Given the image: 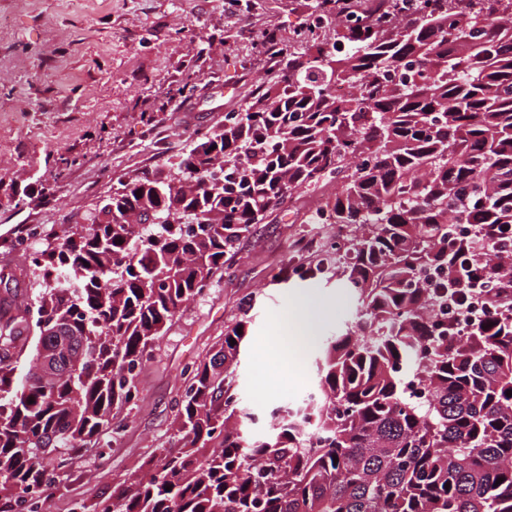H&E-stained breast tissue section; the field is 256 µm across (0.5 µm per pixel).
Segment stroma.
<instances>
[{
    "label": "stroma",
    "instance_id": "35a3bbf8",
    "mask_svg": "<svg viewBox=\"0 0 512 512\" xmlns=\"http://www.w3.org/2000/svg\"><path fill=\"white\" fill-rule=\"evenodd\" d=\"M308 0H0V298L31 302L40 271L7 245L31 224L84 226L118 181L164 171L197 132L217 130L280 69L260 52L259 30L292 38ZM306 199L254 225L205 296L186 303L155 341L137 384V406L117 409L125 428L105 466L86 452L50 490V512H70L131 481L145 456L169 445L186 365L209 359L227 326L251 325L238 384L258 431L269 413L315 388L325 336L357 303L336 279L284 282L291 256L318 253ZM309 295L323 310L314 341L271 376L261 361L290 332L291 304Z\"/></svg>",
    "mask_w": 512,
    "mask_h": 512
}]
</instances>
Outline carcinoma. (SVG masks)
<instances>
[{
  "mask_svg": "<svg viewBox=\"0 0 512 512\" xmlns=\"http://www.w3.org/2000/svg\"><path fill=\"white\" fill-rule=\"evenodd\" d=\"M346 2L311 0L301 29L333 25L335 40L270 47L287 54L281 73L167 174L118 181L85 232L47 228L55 285L0 318V512H27L36 491L49 502L82 450L110 446L124 430L113 410L139 401L136 379L181 307L270 209L332 180L322 212L336 245L291 272L319 281L334 264L358 305L355 325L324 341L318 400L254 432L235 387L239 320L212 361L183 368L175 442L93 512H512V307L450 344L429 308L468 292L419 277L473 251L454 225H512V0H426L413 14L379 0L355 24L336 18ZM483 267L512 278V240ZM29 333L18 380L10 362ZM408 372L423 377L422 403Z\"/></svg>",
  "mask_w": 512,
  "mask_h": 512,
  "instance_id": "obj_1",
  "label": "carcinoma"
}]
</instances>
